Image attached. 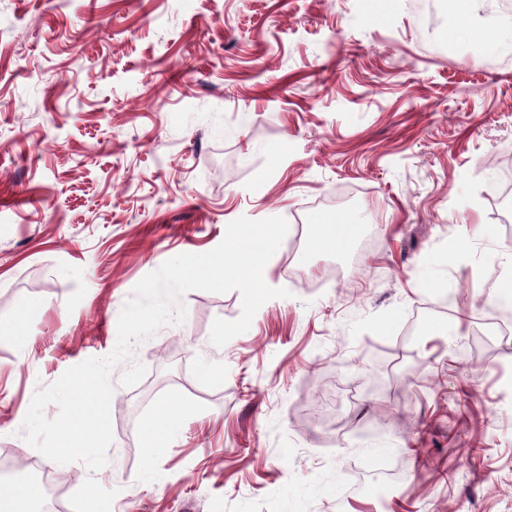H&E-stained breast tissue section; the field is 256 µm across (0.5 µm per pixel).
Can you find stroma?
<instances>
[{
	"label": "stroma",
	"mask_w": 512,
	"mask_h": 512,
	"mask_svg": "<svg viewBox=\"0 0 512 512\" xmlns=\"http://www.w3.org/2000/svg\"><path fill=\"white\" fill-rule=\"evenodd\" d=\"M0 0V463L67 512H512V346L481 305L512 231V0ZM496 28L490 51L481 31ZM281 147L270 156L271 147ZM345 213L340 251L281 244L288 289L211 344L238 292L111 372L108 463L28 445L37 389L109 355L133 287L245 216ZM300 270L290 278L289 268ZM442 280L462 302L426 311ZM182 408L162 445L144 432Z\"/></svg>",
	"instance_id": "1"
}]
</instances>
